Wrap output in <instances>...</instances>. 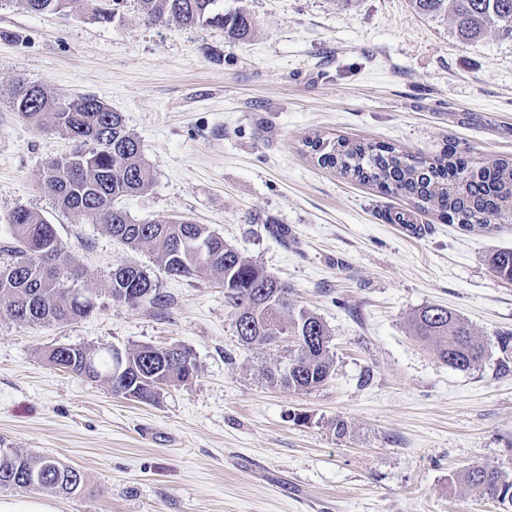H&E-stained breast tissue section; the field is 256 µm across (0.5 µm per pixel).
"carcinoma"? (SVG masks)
Returning <instances> with one entry per match:
<instances>
[{"instance_id":"1","label":"carcinoma","mask_w":512,"mask_h":512,"mask_svg":"<svg viewBox=\"0 0 512 512\" xmlns=\"http://www.w3.org/2000/svg\"><path fill=\"white\" fill-rule=\"evenodd\" d=\"M29 13L66 14L79 0H13ZM96 20L110 23L124 0H84ZM152 22L174 21L185 28L216 27L243 38L253 27L245 8L227 11L221 0H137ZM416 10L452 20L458 36L469 42L491 29L512 34V0H412ZM33 128L52 131L76 143L73 153L49 161L40 189L74 223L95 221L131 249L144 245L159 268L172 277L218 275L224 300L235 310V328L246 345H270L276 336L297 338L288 355V376L267 378L293 391H309L329 377L333 360L322 320L281 301L285 285L224 243L205 224L178 219L167 224L137 222L118 200L145 191L153 168L142 157L138 139L121 113L90 95L63 100L41 84L18 83L3 99ZM317 162L382 190L405 194L415 207H435L463 228L487 226L512 215V159H500L493 170L475 167L448 146L431 162L420 161L390 146L347 139L329 141L318 135L307 141ZM10 239L0 246V317L17 322L63 324L91 315L97 300L160 304L163 296L149 273L134 264L112 269L96 287L79 285L78 269L69 266L56 229L42 214L25 206L6 216ZM495 273L512 282V249L495 252ZM419 338L436 346L440 359L456 370H469L483 358L484 348L470 328L448 309L428 306L412 320ZM52 365L89 379L104 378L112 393L154 403L166 387L191 380L197 365L181 345H141L122 353L112 347L92 349L62 345L46 353ZM461 479L479 496L512 503V481L503 472L474 466ZM81 472L50 455L0 448V487L71 495L81 489Z\"/></svg>"}]
</instances>
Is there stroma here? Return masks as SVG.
Segmentation results:
<instances>
[{"instance_id": "obj_1", "label": "stroma", "mask_w": 512, "mask_h": 512, "mask_svg": "<svg viewBox=\"0 0 512 512\" xmlns=\"http://www.w3.org/2000/svg\"><path fill=\"white\" fill-rule=\"evenodd\" d=\"M250 35L154 23L127 0L113 23L82 10L0 5V91L16 81L92 95L120 112L154 169L123 198L139 222L208 225L317 315L333 367L289 391L267 371L287 345L246 346L219 277L172 278L149 247L73 224L39 188L74 148L0 105L1 218L24 205L55 225L85 284L135 263L163 305L105 302L66 324L0 320V442L81 470L55 512H512L461 481L512 472V282L490 255L512 220L463 229L318 164L308 138L385 143L431 160L445 145L476 166L512 158V35L476 43L410 0H243ZM408 213L412 225L394 223ZM287 228V238L271 226ZM448 308L486 349L448 367L413 333L418 309ZM188 348L187 384L145 404L50 365L59 345ZM347 425L336 435V420Z\"/></svg>"}]
</instances>
